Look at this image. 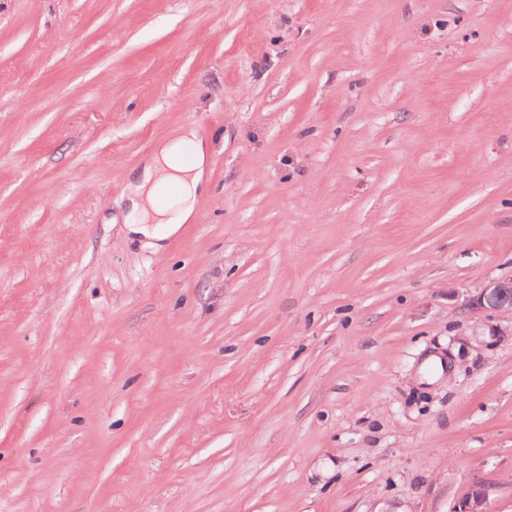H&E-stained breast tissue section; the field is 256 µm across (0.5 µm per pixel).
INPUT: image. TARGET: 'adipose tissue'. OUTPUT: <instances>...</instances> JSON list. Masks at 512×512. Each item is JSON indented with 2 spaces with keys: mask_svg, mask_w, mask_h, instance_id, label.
I'll list each match as a JSON object with an SVG mask.
<instances>
[{
  "mask_svg": "<svg viewBox=\"0 0 512 512\" xmlns=\"http://www.w3.org/2000/svg\"><path fill=\"white\" fill-rule=\"evenodd\" d=\"M207 150L194 129L186 128L154 152L141 173L129 180L130 232L162 240L175 234L192 217L204 184ZM173 184L177 194L171 205L155 201L161 185Z\"/></svg>",
  "mask_w": 512,
  "mask_h": 512,
  "instance_id": "1",
  "label": "adipose tissue"
}]
</instances>
